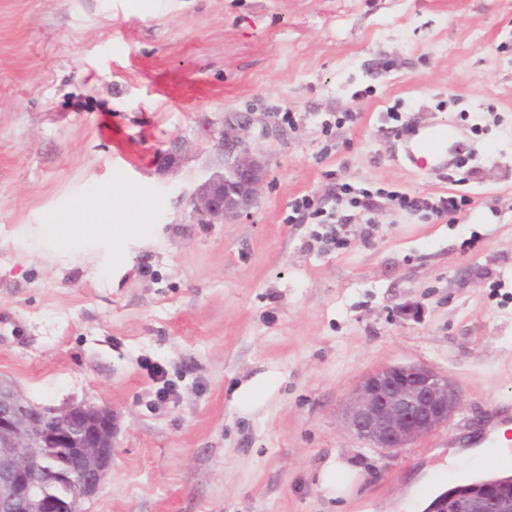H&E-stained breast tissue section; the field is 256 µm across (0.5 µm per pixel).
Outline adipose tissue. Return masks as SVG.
<instances>
[{"instance_id":"ef3b65f1","label":"adipose tissue","mask_w":512,"mask_h":512,"mask_svg":"<svg viewBox=\"0 0 512 512\" xmlns=\"http://www.w3.org/2000/svg\"><path fill=\"white\" fill-rule=\"evenodd\" d=\"M115 190H108L106 196L94 195L79 200L69 210L67 218L51 221L41 225L40 234L55 250L67 251L79 235H97L112 238L123 236L134 238L139 236L143 228L137 224H116L112 216L104 210V200L115 197ZM512 455V440L507 435H499L493 445L481 446L467 450L464 454L454 455L450 467L439 468L417 480L411 488L405 502L410 512H425L430 505V498L421 496L424 487L438 489L447 482L449 477L470 475L482 471L486 459L493 456L506 457Z\"/></svg>"}]
</instances>
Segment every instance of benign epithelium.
I'll list each match as a JSON object with an SVG mask.
<instances>
[{"instance_id":"7a95c632","label":"benign epithelium","mask_w":512,"mask_h":512,"mask_svg":"<svg viewBox=\"0 0 512 512\" xmlns=\"http://www.w3.org/2000/svg\"><path fill=\"white\" fill-rule=\"evenodd\" d=\"M251 118L225 121L224 172L194 193L206 222L254 206L264 169L245 134ZM461 394L450 379L420 363H395L367 375L344 408L347 429L387 453L399 452L448 425ZM116 419L106 406L36 405L0 379V512H79L112 468ZM431 512H512V481L471 483L438 498Z\"/></svg>"}]
</instances>
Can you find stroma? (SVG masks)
Instances as JSON below:
<instances>
[{
    "label": "stroma",
    "instance_id": "obj_1",
    "mask_svg": "<svg viewBox=\"0 0 512 512\" xmlns=\"http://www.w3.org/2000/svg\"><path fill=\"white\" fill-rule=\"evenodd\" d=\"M244 113L258 201L199 221L192 196ZM442 119L462 165L397 161ZM342 183L370 208L334 203ZM111 187L143 237L39 241ZM391 192L465 205L451 223ZM305 195L319 215L292 219ZM386 363L462 396L394 454L344 423ZM0 377L116 414L82 512H400L417 473L512 412V0H0ZM335 459L358 475L344 499L319 479Z\"/></svg>",
    "mask_w": 512,
    "mask_h": 512
}]
</instances>
